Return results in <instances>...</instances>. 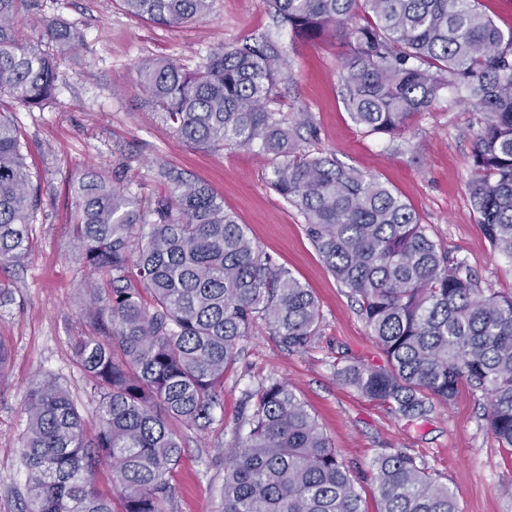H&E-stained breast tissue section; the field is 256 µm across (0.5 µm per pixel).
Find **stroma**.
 <instances>
[{
    "label": "stroma",
    "instance_id": "stroma-1",
    "mask_svg": "<svg viewBox=\"0 0 512 512\" xmlns=\"http://www.w3.org/2000/svg\"><path fill=\"white\" fill-rule=\"evenodd\" d=\"M41 15L42 23L24 30L29 42L45 43V21L60 16L79 24L85 44L59 61L61 82L48 108H13L44 204L31 251L4 274L16 301L0 308V344L9 351L0 364V512L24 508V403L38 376L65 382L89 419L88 434L96 432L95 403L73 354L75 343L93 333L85 304L86 284L95 277L79 261L70 234L74 186L87 171H106L148 199L165 190L157 176L163 166L181 169L222 197L261 250L312 289L324 314L316 343L298 353L282 350L263 323L253 325L239 359L224 374L223 405L213 424L203 432L175 427L182 457L170 478L167 512H220L221 450L234 441L246 393L275 380L307 402L363 497L371 495L373 458L398 450L418 456L447 484L461 512H512V457L490 429L487 397L460 386L453 403H437L428 422L411 424L344 385L335 364L355 359L381 365L385 356L347 288L314 249L303 217L270 186L272 158L257 146L207 151L179 144L145 106L137 65L146 57L176 58L192 68L213 47L269 33L287 53L289 77L276 86L280 111H304L314 122L315 135L304 150L376 177L419 214L434 241L465 261L482 288L510 295L512 260L493 250L468 191L477 109L447 94L397 138L367 133L342 102V41L292 43L268 0H215L206 20L171 27L131 18L118 0H43Z\"/></svg>",
    "mask_w": 512,
    "mask_h": 512
}]
</instances>
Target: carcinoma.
<instances>
[{
	"mask_svg": "<svg viewBox=\"0 0 512 512\" xmlns=\"http://www.w3.org/2000/svg\"><path fill=\"white\" fill-rule=\"evenodd\" d=\"M158 26L207 19L214 0H120ZM296 39L339 38L338 69L353 122L394 135L445 91L482 113L469 195L493 249L512 258V30L481 0H270ZM42 0H0V273L23 260L42 208L25 137L9 106L45 109L60 80L57 61L84 35L57 18L51 49L22 35ZM286 53L268 35L209 50L192 70L146 57L137 71L144 101L185 146L219 151L255 142L274 160L272 188L303 216L307 235L350 290L384 365L349 360L335 372L363 396L411 423L461 383L489 399V424L512 455V296L485 295L466 263L442 249L417 212L379 180L300 149L310 114L276 108ZM168 191L149 201L99 172L80 182L71 224L79 261L102 276L91 285L94 335L76 361L96 406L98 433L67 386L37 379L26 401L23 512H165L182 445L174 422L203 431L224 394V372L262 321L288 352L310 348L323 314L313 291L276 267L212 189L171 167ZM224 451L223 512H368L349 467L306 402L280 381L247 394ZM112 467L121 510L92 481ZM374 512H460L448 485L405 452L371 462Z\"/></svg>",
	"mask_w": 512,
	"mask_h": 512,
	"instance_id": "1",
	"label": "carcinoma"
}]
</instances>
